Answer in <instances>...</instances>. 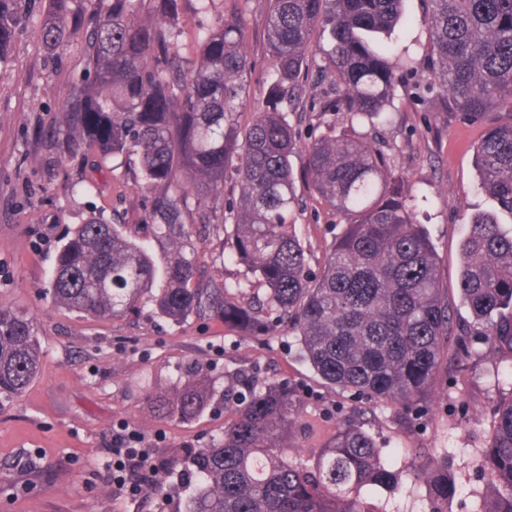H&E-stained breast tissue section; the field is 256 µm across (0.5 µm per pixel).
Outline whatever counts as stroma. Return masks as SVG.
I'll list each match as a JSON object with an SVG mask.
<instances>
[{
	"label": "stroma",
	"instance_id": "1",
	"mask_svg": "<svg viewBox=\"0 0 512 512\" xmlns=\"http://www.w3.org/2000/svg\"><path fill=\"white\" fill-rule=\"evenodd\" d=\"M426 11L425 0H406V21L389 39L407 61L400 70L396 110L389 120L360 130L402 175L407 196L417 200V219L430 233L448 296L455 300L469 216L492 209L493 203L477 189L474 151L483 124L431 111L429 102L414 96L412 70L422 66L432 43ZM266 13V0H250L240 16L245 48L255 62L254 110L265 104L270 71L263 50ZM82 66L83 57L74 50L63 70L53 71L36 36L27 32L0 68V305L32 316L42 346L38 376L21 395L0 402V512H177L176 500L154 493L140 501L116 497L103 464L111 457L112 434L123 423L141 433L143 447L156 454L204 448L219 437L232 407L208 409L192 421L161 420L148 401L150 389L170 387L187 371L213 365L242 373L258 366L265 380L285 379L300 387L299 434L292 441L296 460L309 459L324 445L341 415L364 423L394 459L406 460L408 449L421 445L447 454L457 483L448 510L472 512L484 486L474 458L493 434L495 402L512 387V357L480 346L465 375L437 388L435 413L407 429L390 406L371 412L321 385L286 351L283 338L244 336L212 319L173 324L148 306L121 320L81 319L44 295L61 237L90 213L119 215L131 238L149 233L140 221L143 196L134 166L115 159L108 177L81 161L59 168L44 135L68 72ZM288 120L304 138L350 126L346 113L314 112L306 103ZM90 179L97 182L96 191L69 193L71 184ZM296 190L301 204L296 233L316 271L341 226L304 181H297ZM197 246L215 279L245 280L243 267L221 259L232 248L230 239L211 235L199 238Z\"/></svg>",
	"mask_w": 512,
	"mask_h": 512
}]
</instances>
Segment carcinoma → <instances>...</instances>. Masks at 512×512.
<instances>
[{"instance_id":"cac0c4a2","label":"carcinoma","mask_w":512,"mask_h":512,"mask_svg":"<svg viewBox=\"0 0 512 512\" xmlns=\"http://www.w3.org/2000/svg\"><path fill=\"white\" fill-rule=\"evenodd\" d=\"M189 0H0V65L32 30L56 68L75 38L84 67L62 93L56 162L116 157L137 163L148 241L90 216L64 238L50 279L55 303L84 318L119 319L145 302L173 323L213 317L250 336H294L328 387L390 405L402 419L433 400L442 375L462 376L481 336L512 358V228L493 211L470 216L461 244L460 325L440 263L401 177L364 135L331 131L307 144L303 175L317 199L347 220L323 267L310 273L294 225L299 199L291 157L296 135L284 106L305 93L319 112L373 121L395 107L400 57L385 36L403 0H268L264 55L273 74L266 105L248 108L253 62L238 14L195 0L192 50H175ZM433 33L428 68L438 112L486 124L476 147L479 188L512 215V0H426ZM144 14L162 20L153 24ZM326 65L307 83L316 29ZM233 173L237 196L224 199ZM230 233L232 258L263 287L217 281L194 230ZM34 319L0 306V397L37 376ZM215 401L235 405L224 435L206 448H172L154 475L178 494L179 512H366V496L424 486L429 512L457 492L435 448L394 464L361 426L339 420L312 459H293L299 389L228 372L226 386L199 371L152 402L163 419L191 421ZM491 442L476 459L487 476L475 512H512V388L496 407Z\"/></svg>"}]
</instances>
